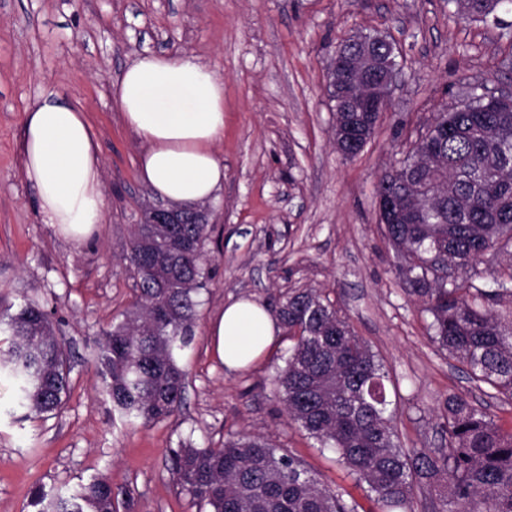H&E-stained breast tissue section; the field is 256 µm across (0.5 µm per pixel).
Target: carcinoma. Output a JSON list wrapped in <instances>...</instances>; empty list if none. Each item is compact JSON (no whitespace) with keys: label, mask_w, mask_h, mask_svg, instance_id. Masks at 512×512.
I'll list each match as a JSON object with an SVG mask.
<instances>
[{"label":"carcinoma","mask_w":512,"mask_h":512,"mask_svg":"<svg viewBox=\"0 0 512 512\" xmlns=\"http://www.w3.org/2000/svg\"><path fill=\"white\" fill-rule=\"evenodd\" d=\"M464 20L491 23L512 35L499 17L512 0H448ZM336 50L380 77L396 60L387 36L369 32ZM336 125L372 136L376 112L343 111L329 89ZM480 93L450 112H438L392 170L376 195L402 202L379 218L401 260L403 288L431 314L433 339L470 379L512 400V274L491 290L474 288L470 271L480 251L512 244V104L486 108ZM137 225L127 249L136 273L137 304L103 331L98 355L103 387L129 419L165 420L182 406V352L194 339L196 296L204 287L205 243L212 227L190 217L180 224ZM277 315L293 345L275 385L288 412L322 447L368 485L378 512H413L414 488L442 481L440 512H512V431L483 409L448 396V450L410 453L397 443L387 414L386 375L366 342L335 306L305 290L287 296ZM0 378L16 403L35 414L58 410L67 394V354L47 313L26 303L0 318ZM181 491L207 512H358L269 440L242 435L222 448L180 444L165 461ZM38 512H115L112 484L97 477L69 497L42 491Z\"/></svg>","instance_id":"obj_1"}]
</instances>
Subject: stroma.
Listing matches in <instances>:
<instances>
[{"label": "stroma", "mask_w": 512, "mask_h": 512, "mask_svg": "<svg viewBox=\"0 0 512 512\" xmlns=\"http://www.w3.org/2000/svg\"><path fill=\"white\" fill-rule=\"evenodd\" d=\"M380 31L400 73L372 138L352 158L336 148L328 69L339 42ZM146 52L189 54L224 81V186L207 203L194 341L182 356L185 404L149 424L121 416L102 390L101 333L137 300L125 256L154 193L138 175L144 149L112 100L113 78ZM512 90V40L469 24L446 0H0V313L28 302L48 313L70 355L60 410L13 408L0 385V512H35L36 490L70 494L105 475L117 512H197L163 465L189 441L222 447L259 434L328 487L376 512L365 482L292 422L273 384L292 342L228 370L210 326L244 296L269 309L318 290L382 361L397 391L403 448L448 446L445 401L458 395L512 429V401L469 381L432 340V316L404 291L378 222L376 184L435 113L461 106L471 85ZM52 90L87 114L102 157V224L76 245L45 223L23 174L27 106Z\"/></svg>", "instance_id": "obj_1"}]
</instances>
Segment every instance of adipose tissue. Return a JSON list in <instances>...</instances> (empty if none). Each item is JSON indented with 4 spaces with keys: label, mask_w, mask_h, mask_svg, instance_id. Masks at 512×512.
<instances>
[{
    "label": "adipose tissue",
    "mask_w": 512,
    "mask_h": 512,
    "mask_svg": "<svg viewBox=\"0 0 512 512\" xmlns=\"http://www.w3.org/2000/svg\"><path fill=\"white\" fill-rule=\"evenodd\" d=\"M112 98L145 145L139 174L155 195L173 204L216 198L224 185L215 152L224 135V82L210 65L192 56L142 54L113 81ZM21 149L48 223L82 243L105 210L100 151L86 113L43 92L25 113ZM280 332L279 318L248 298L226 304L210 329L231 370L261 357Z\"/></svg>",
    "instance_id": "1"
}]
</instances>
